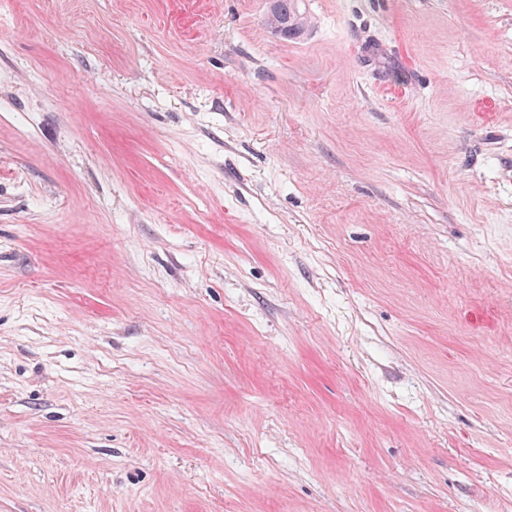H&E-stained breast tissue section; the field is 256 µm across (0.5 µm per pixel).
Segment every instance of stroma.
I'll return each instance as SVG.
<instances>
[{
    "label": "stroma",
    "mask_w": 512,
    "mask_h": 512,
    "mask_svg": "<svg viewBox=\"0 0 512 512\" xmlns=\"http://www.w3.org/2000/svg\"><path fill=\"white\" fill-rule=\"evenodd\" d=\"M0 0V512H512V0ZM297 2V0H272L269 4V14L274 16L275 21L268 22V25L286 40L296 38L303 29Z\"/></svg>",
    "instance_id": "35a3bbf8"
}]
</instances>
